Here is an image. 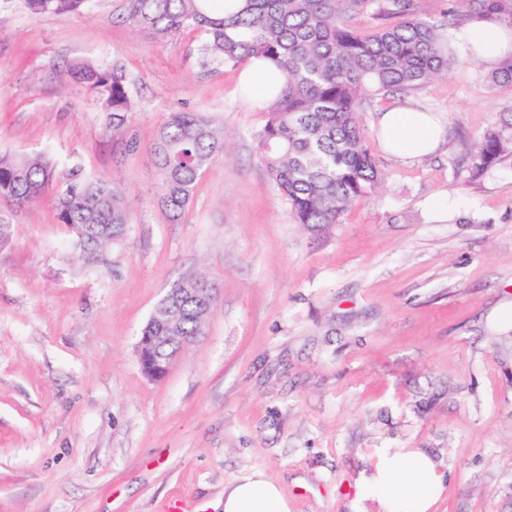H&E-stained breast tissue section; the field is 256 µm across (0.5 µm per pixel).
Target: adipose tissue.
Masks as SVG:
<instances>
[{
  "label": "adipose tissue",
  "mask_w": 512,
  "mask_h": 512,
  "mask_svg": "<svg viewBox=\"0 0 512 512\" xmlns=\"http://www.w3.org/2000/svg\"><path fill=\"white\" fill-rule=\"evenodd\" d=\"M460 42L479 45L478 59L485 68L512 54V27L486 24L458 35ZM376 127L391 153L401 158L436 148L440 129L429 113L408 106L382 110ZM443 489L434 461L421 452L401 448L382 451L370 477L358 488L363 498L385 504V512H432ZM224 512H290L288 498L265 474L253 471L225 485Z\"/></svg>",
  "instance_id": "1"
}]
</instances>
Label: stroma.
Here are the masks:
<instances>
[{
	"instance_id": "obj_1",
	"label": "stroma",
	"mask_w": 512,
	"mask_h": 512,
	"mask_svg": "<svg viewBox=\"0 0 512 512\" xmlns=\"http://www.w3.org/2000/svg\"><path fill=\"white\" fill-rule=\"evenodd\" d=\"M202 41L155 40L126 0L86 14L0 0V152H47L117 182L132 206L108 262H73L55 193L11 213L0 244V512H214L264 471L291 512H384L358 497L380 449L415 448L444 476L435 512H512V157L473 177L468 148L512 114V87L469 65L361 114L384 181L322 232L292 219L259 159L265 121ZM122 66L123 126L69 63ZM436 115L439 149L399 159L381 109ZM214 113L231 137L183 221L156 203L150 143L167 113ZM454 194L460 210L436 212ZM206 265L220 298L204 335L151 381L141 331Z\"/></svg>"
}]
</instances>
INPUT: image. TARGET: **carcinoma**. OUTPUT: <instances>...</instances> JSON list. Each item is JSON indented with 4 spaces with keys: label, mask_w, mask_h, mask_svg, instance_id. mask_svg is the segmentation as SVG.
<instances>
[{
    "label": "carcinoma",
    "mask_w": 512,
    "mask_h": 512,
    "mask_svg": "<svg viewBox=\"0 0 512 512\" xmlns=\"http://www.w3.org/2000/svg\"><path fill=\"white\" fill-rule=\"evenodd\" d=\"M90 0H27L35 14L80 13ZM128 19L164 41L186 29L203 39L206 66L236 68L250 60L279 71L268 85L264 125L256 133L258 155L294 221L309 231L342 223L348 209L371 197L383 176L366 145L359 112L389 94L408 95L455 67L469 63L455 33L482 23L512 27V0H448L440 29L419 0H127ZM369 25L356 24L359 17ZM74 82L90 90L112 123L132 109L119 68L86 62L69 67ZM512 85V54L488 76ZM230 139L209 112L176 111L158 127L151 150L156 201L178 222L189 207L209 162ZM512 156V118L488 129L470 149L471 170L483 174ZM55 188L58 218L75 235L73 260L85 267L106 263L114 241L132 223L120 186L60 169L44 153L0 154V197L19 207ZM216 287L206 266L175 284ZM201 308L180 311V336L196 335Z\"/></svg>",
    "instance_id": "cac0c4a2"
}]
</instances>
